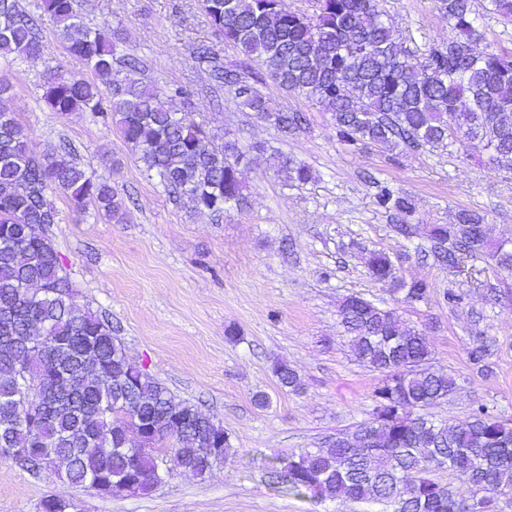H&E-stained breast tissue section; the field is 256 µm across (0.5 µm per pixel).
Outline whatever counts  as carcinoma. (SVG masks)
Returning <instances> with one entry per match:
<instances>
[{"label":"carcinoma","mask_w":512,"mask_h":512,"mask_svg":"<svg viewBox=\"0 0 512 512\" xmlns=\"http://www.w3.org/2000/svg\"><path fill=\"white\" fill-rule=\"evenodd\" d=\"M209 22L233 46L246 70L266 67L286 91H298L332 113L337 138L394 150L453 148L477 141L489 158L512 166V52L477 54L480 21H512V0H437L448 18V42L416 55L396 41L380 0H317L315 15L285 8L283 0H201ZM76 0H38L40 14L0 0V58H41L46 17L64 33L69 53L100 78L46 69L44 100L57 114L89 112L123 138L146 172L175 201L196 213L221 216L245 203L241 169L251 153L226 141L218 148L180 112L191 92L182 85L148 87L134 74L142 61L128 54L114 67L115 33L90 28ZM195 58L219 85L237 87L238 72L205 44ZM236 93L239 104L283 136L303 117L272 106L253 83ZM12 112L0 111V448H26L27 469L53 468L76 486L102 482L100 492L147 494L172 477L162 468L171 454L178 467L208 473L231 452L230 437L213 418L180 400L143 372L112 335V322L77 303L61 257L48 235L60 222L49 200L64 195L73 208L92 207L110 222L124 220L125 203L104 174L86 170L63 146L40 157ZM277 167L302 183L310 169L273 155ZM377 204L408 217L413 199L383 189ZM484 217L461 212L453 224L429 230L437 258L452 267L488 253L512 272V248L476 230ZM368 267L379 281L393 278L383 254ZM339 316L355 357L383 375L370 421L338 432L324 448H306L267 464L274 484L297 494L378 506V512H471L487 494H512V423L480 406L454 426L421 410L448 398L452 375L431 365L418 330L391 308L358 295L346 297ZM279 383L294 390L288 362L274 366ZM446 471L451 488L434 479Z\"/></svg>","instance_id":"carcinoma-1"}]
</instances>
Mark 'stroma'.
<instances>
[{"label": "stroma", "instance_id": "obj_1", "mask_svg": "<svg viewBox=\"0 0 512 512\" xmlns=\"http://www.w3.org/2000/svg\"><path fill=\"white\" fill-rule=\"evenodd\" d=\"M404 47L423 53L448 40V20L436 0H383ZM86 25L120 30L119 51L142 59L140 79L189 87L194 121L224 141L261 142L310 167L300 183L254 154L242 172L248 203L223 216L196 214L173 202L148 176L115 130L87 112H50L44 71L89 76L70 55L61 30L41 24L42 57L0 61V110L14 113L37 155L66 141L88 170L110 175L128 205L123 222L75 212L54 195L61 221L51 238L69 273L77 302L107 317L134 363L220 423L232 452L198 476L175 470L143 496H106L34 474L0 460V512H42L55 496L69 512H361L360 504L312 498L271 487L265 471L275 457L315 448L337 432L370 419L382 376L351 353L338 307L358 295L398 309L426 338L433 366L453 374L456 391L429 407L456 423L478 405L512 419V274L488 257H465L458 267L435 262L427 230L450 224L458 212L482 214L492 240L512 244V169L490 161L479 143L454 152L388 151L338 140L332 115L306 95L265 81L263 92L281 108L301 113L299 131L281 138L242 110L230 87L217 86L194 57L205 44L236 68L237 52L215 34L199 0H77ZM389 187L411 196L412 237L397 233V215L376 196ZM389 256L396 282L427 281L430 293L410 301L377 281L367 258ZM461 295L452 304L448 294ZM235 341L225 337L227 329ZM490 346L484 367L470 363L477 340ZM285 360L301 387H282L273 373ZM265 395L257 406L256 395Z\"/></svg>", "mask_w": 512, "mask_h": 512}]
</instances>
